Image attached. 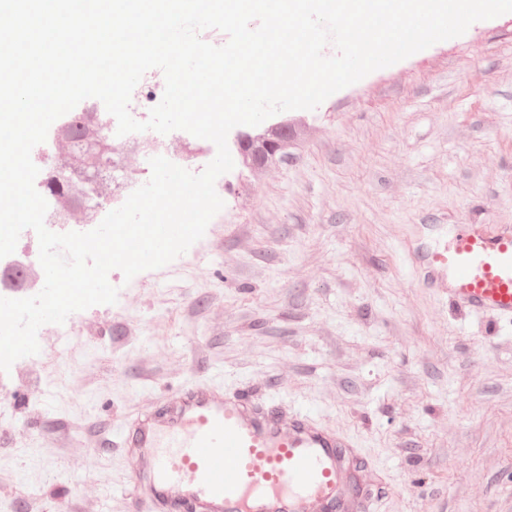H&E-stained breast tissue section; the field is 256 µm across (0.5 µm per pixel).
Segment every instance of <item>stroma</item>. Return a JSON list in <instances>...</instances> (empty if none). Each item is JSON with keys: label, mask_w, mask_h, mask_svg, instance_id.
Segmentation results:
<instances>
[{"label": "stroma", "mask_w": 512, "mask_h": 512, "mask_svg": "<svg viewBox=\"0 0 512 512\" xmlns=\"http://www.w3.org/2000/svg\"><path fill=\"white\" fill-rule=\"evenodd\" d=\"M287 160L237 178L204 236L40 329L0 392V512H132L124 419L196 381L346 434L379 512H512V322L450 306L409 244L512 225V13L297 110Z\"/></svg>", "instance_id": "obj_1"}]
</instances>
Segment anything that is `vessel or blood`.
<instances>
[{"label": "vessel or blood", "mask_w": 512, "mask_h": 512, "mask_svg": "<svg viewBox=\"0 0 512 512\" xmlns=\"http://www.w3.org/2000/svg\"><path fill=\"white\" fill-rule=\"evenodd\" d=\"M424 277L449 302L512 321V228L460 224L420 246ZM133 506L154 512H373L379 500L350 441L315 418L199 383L127 422Z\"/></svg>", "instance_id": "b4317fda"}]
</instances>
